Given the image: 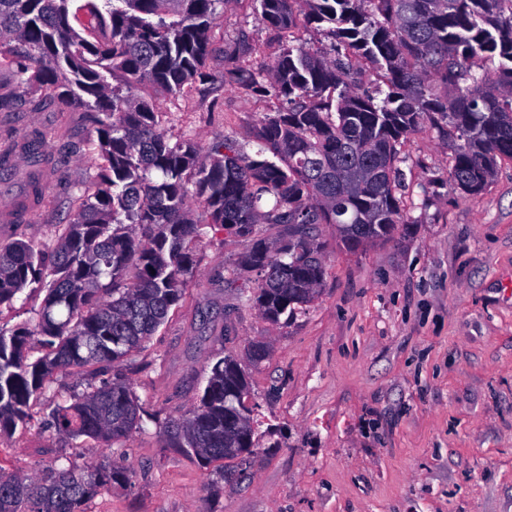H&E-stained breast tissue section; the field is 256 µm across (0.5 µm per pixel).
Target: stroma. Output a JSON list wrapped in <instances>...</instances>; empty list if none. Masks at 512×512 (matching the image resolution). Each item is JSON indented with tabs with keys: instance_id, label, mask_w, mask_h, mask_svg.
<instances>
[{
	"instance_id": "35a3bbf8",
	"label": "stroma",
	"mask_w": 512,
	"mask_h": 512,
	"mask_svg": "<svg viewBox=\"0 0 512 512\" xmlns=\"http://www.w3.org/2000/svg\"><path fill=\"white\" fill-rule=\"evenodd\" d=\"M210 42L216 76L227 56L270 64L282 48L253 0H226ZM282 106L198 83L162 101L160 130L202 146L224 136L251 155L261 120ZM35 134L49 161L18 158L15 176L0 179L2 244L51 246L97 171L95 114L60 110L41 91L0 110L1 148ZM401 153L414 202L406 223L355 251L321 225L325 277L291 321L271 324L243 301L227 270L244 243L209 235L168 320L122 366L146 411L141 428L108 450L60 437L38 407L25 431L0 437V466L24 476L62 458L129 466L130 484L102 491L86 512H512V161L464 197L448 185V143L434 130ZM32 171L42 201L4 223ZM258 340L269 354L248 370L256 452L226 461L220 482L214 466L167 447L164 425L197 406L213 359Z\"/></svg>"
}]
</instances>
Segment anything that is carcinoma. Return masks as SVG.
Returning <instances> with one entry per match:
<instances>
[{
  "mask_svg": "<svg viewBox=\"0 0 512 512\" xmlns=\"http://www.w3.org/2000/svg\"><path fill=\"white\" fill-rule=\"evenodd\" d=\"M0 0V64L19 87L44 88L63 106L97 114V172L56 225L51 259L33 240L0 244V307L26 288L46 291L32 332L0 326V435L26 429L30 400L58 377L93 368L73 401L44 420L64 438L111 445L141 423L122 375L97 380L142 348L169 316L193 270L192 244L213 231L249 243L233 279L258 278L245 301L276 324L315 298L325 276L317 232L337 229L350 250L389 240L403 223L401 144L429 126L448 138V183L462 195L491 184L512 159V0H254L267 26L288 40L270 65L205 71L209 31L224 0ZM87 17L83 31L72 21ZM302 13L326 23L334 55L291 35ZM367 59L384 88H361L351 58ZM120 74L124 85L110 79ZM196 82L288 107L267 115L255 155L227 138L202 147L158 129V102ZM147 85L154 96L136 93ZM22 152L46 161L36 139ZM43 185L29 176L25 200ZM277 224L267 241L259 225ZM45 355L31 362L32 342ZM245 368L217 359L189 416L168 425L170 444L203 464L240 447L243 423L224 416V390L248 389ZM125 466L52 467L25 478L0 467V512H85Z\"/></svg>",
  "mask_w": 512,
  "mask_h": 512,
  "instance_id": "obj_1",
  "label": "carcinoma"
}]
</instances>
